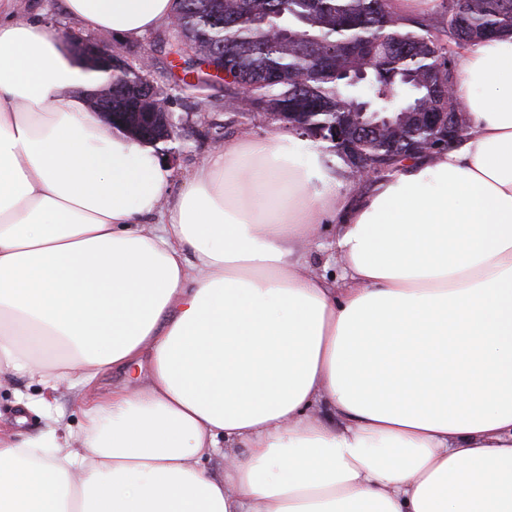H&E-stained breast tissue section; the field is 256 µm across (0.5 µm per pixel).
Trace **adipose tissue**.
<instances>
[{"label": "adipose tissue", "mask_w": 512, "mask_h": 512, "mask_svg": "<svg viewBox=\"0 0 512 512\" xmlns=\"http://www.w3.org/2000/svg\"><path fill=\"white\" fill-rule=\"evenodd\" d=\"M10 3L0 387L40 394L0 428V512H512V32L463 53L467 133L367 194L278 125L173 195L155 149L89 111L102 71ZM59 6L137 39L178 0ZM326 221L335 279L301 255ZM116 371L147 380L102 388ZM54 410L60 415L65 424H69L73 431H77L80 414L77 409V396L73 391L61 388L53 395Z\"/></svg>", "instance_id": "obj_1"}]
</instances>
